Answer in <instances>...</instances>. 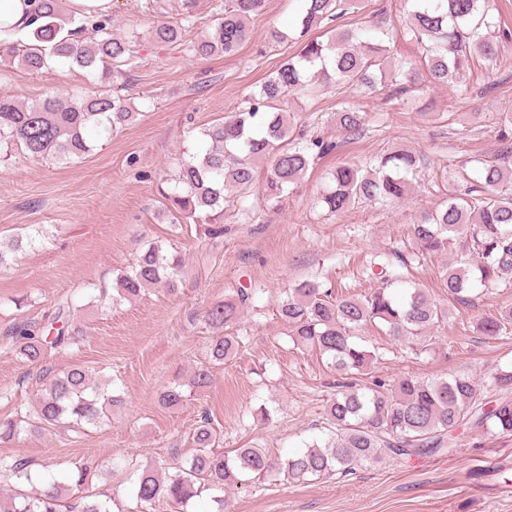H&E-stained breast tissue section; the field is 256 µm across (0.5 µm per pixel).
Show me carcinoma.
I'll return each instance as SVG.
<instances>
[{"mask_svg":"<svg viewBox=\"0 0 512 512\" xmlns=\"http://www.w3.org/2000/svg\"><path fill=\"white\" fill-rule=\"evenodd\" d=\"M175 21L153 23L148 38L157 46H176L189 57L231 56L250 37V20L263 9L264 0H222L216 18L203 38H185L197 0H180ZM295 33L272 28L274 42L301 44L298 53L252 91L246 105L225 120L204 129L202 138L187 147L179 170L163 192L172 223L191 220L204 235L224 234V191H247L255 182L259 163L268 161L264 181L267 200L274 203L288 194L310 167L311 159L335 151L340 142L309 138L296 132L281 105L290 94L317 95L319 86L360 85L374 89L385 70L398 96L423 78L450 84L463 59L473 54L496 60L493 42L479 35L489 26L486 0H407V25L423 48L422 67L390 59L384 38L389 29H348L336 21L347 14L354 0H301ZM40 24L23 38L0 32V65H17L31 74L48 66L52 57L69 68L77 67L92 82L112 85L139 67L137 33L119 37L112 32V15L76 19L62 0H37ZM128 98L119 91L72 93L67 99L47 95L30 103L0 97V156L22 151L32 160L71 162L92 149L90 133H110L133 121ZM338 124L355 133L363 117L347 107L336 112ZM420 158L410 152L381 157L377 166L343 164L330 173V185L320 203L339 213L362 200H398L408 189V175ZM421 252L446 254L460 247L469 258L445 272V286L456 301L468 304L479 293L512 277V147L484 164L478 178L464 192L448 197L444 208L427 211L413 225ZM381 285L369 295L340 294L332 286L304 280L276 301V311L288 327L294 346L326 357L327 367L340 375H366L379 354L360 342L358 332L375 325L398 338L416 355L434 351L431 333L447 320V311L413 286L390 260L378 263ZM182 257L158 244L149 245L129 270L117 279L116 294L101 300L118 304L163 283L177 291ZM253 294L242 289L237 298L212 305L205 322L216 330L208 345V363L197 367L189 384L174 382L160 395L162 405L179 409L189 401L184 387L201 389L211 381V366L224 363L240 347L241 337L224 331L238 317ZM77 311L66 299L40 322H26L11 334L15 355L42 366L32 402L20 403L12 415L0 418V441L47 428L80 435L111 420L122 396L114 381L95 384L84 367L53 369L43 365L51 352L77 348L83 337L70 325ZM512 328V307L484 317L479 328L487 336H501ZM493 394L487 401L478 384L467 376L431 380L406 378L392 388L381 380L357 388L344 385L326 408L327 432L322 442L305 445L286 457L267 448H236L225 452L216 445L208 415L200 417L193 436L195 448L181 462L167 466L144 465L133 470L128 490L135 508L125 509L116 496L101 499L85 487L105 480L120 468L96 459L72 463L61 475L43 476L36 463L22 455L0 456V483L17 487L8 500L0 498V512H187L190 501L205 490H215L214 512H224V487L246 481L272 484L304 483L329 476H347L355 467L387 458L452 452L459 428L478 434L492 428L512 435V367L497 370L486 384Z\"/></svg>","mask_w":512,"mask_h":512,"instance_id":"1","label":"carcinoma"}]
</instances>
